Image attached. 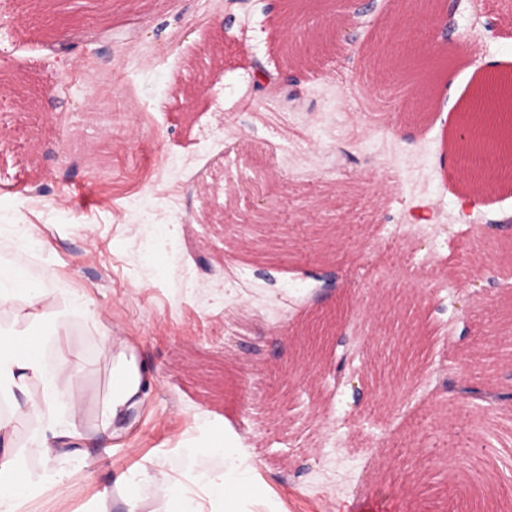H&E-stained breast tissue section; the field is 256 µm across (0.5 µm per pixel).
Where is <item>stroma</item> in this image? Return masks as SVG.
Masks as SVG:
<instances>
[{
	"label": "stroma",
	"instance_id": "stroma-1",
	"mask_svg": "<svg viewBox=\"0 0 512 512\" xmlns=\"http://www.w3.org/2000/svg\"><path fill=\"white\" fill-rule=\"evenodd\" d=\"M72 21L55 40L0 0V255L33 275L55 272L64 296L104 311L105 325L150 364L154 385L120 422L117 437L67 452L69 491H43L24 512H95L116 475L152 463L181 474L219 454L202 446L203 422L236 432L264 492L244 512H512V493L477 507L471 464L512 437V404L473 405L443 420L441 388L468 377L474 344L512 351V238L487 227L512 217V184L460 221L467 180L450 181L459 115L450 101L476 94L463 71L512 74V0H457L455 40L427 30L446 66L423 68L426 98L405 95L397 73L372 56L396 37L391 0L336 25L358 41L328 44L309 63H286L282 0H62ZM230 56L216 84L195 82L185 61L210 36ZM302 84L277 96L283 123L251 117L258 69ZM112 99V143L88 120ZM220 194H202L203 184ZM278 203L262 225V258L204 266L197 237L225 249L251 223L253 193ZM436 212L418 223L417 206ZM224 212V231L197 223ZM177 225L168 234L167 225ZM318 225L335 246H315ZM270 288L224 290L256 268ZM337 275L357 353L353 381L333 386L324 369L285 374L291 335L321 306ZM66 352L83 369L84 414L93 427L112 363L91 320L71 317ZM302 475H295V468Z\"/></svg>",
	"mask_w": 512,
	"mask_h": 512
}]
</instances>
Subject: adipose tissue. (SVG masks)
I'll use <instances>...</instances> for the list:
<instances>
[{"mask_svg": "<svg viewBox=\"0 0 512 512\" xmlns=\"http://www.w3.org/2000/svg\"><path fill=\"white\" fill-rule=\"evenodd\" d=\"M51 286V279H34L27 268L0 258V307L10 308L14 316L12 323L0 322V399L10 406L9 412L0 415V512H20L42 485L64 488L63 473L51 467L61 449L112 438L114 424L141 404L153 385L150 369L125 339L103 336L104 351L115 354L112 385L95 427L82 429L81 370L65 353V328L73 316L90 319L99 329L105 323L101 313L79 298L44 314ZM23 416L38 426L36 448L49 465L44 473L27 470L20 453L10 448L14 423ZM201 451L223 454L228 461L223 471L202 472L194 479L208 503L191 496L158 462L138 476L114 477L113 486L126 501L132 485H152L165 500V512H240L242 500L258 493L259 487L244 465L239 439H225L223 431L214 429Z\"/></svg>", "mask_w": 512, "mask_h": 512, "instance_id": "1", "label": "adipose tissue"}]
</instances>
